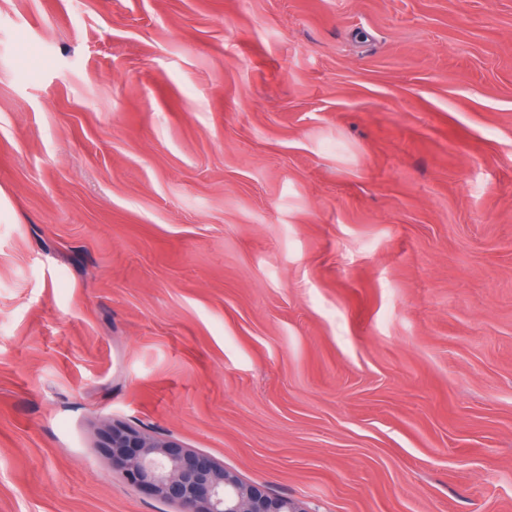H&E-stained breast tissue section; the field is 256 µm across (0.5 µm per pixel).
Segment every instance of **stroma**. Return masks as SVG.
I'll return each mask as SVG.
<instances>
[{"mask_svg": "<svg viewBox=\"0 0 512 512\" xmlns=\"http://www.w3.org/2000/svg\"><path fill=\"white\" fill-rule=\"evenodd\" d=\"M115 424L512 512V0H0V512H175Z\"/></svg>", "mask_w": 512, "mask_h": 512, "instance_id": "stroma-1", "label": "stroma"}]
</instances>
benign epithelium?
<instances>
[{
    "label": "benign epithelium",
    "instance_id": "1",
    "mask_svg": "<svg viewBox=\"0 0 512 512\" xmlns=\"http://www.w3.org/2000/svg\"><path fill=\"white\" fill-rule=\"evenodd\" d=\"M107 448L128 481L177 512H310L296 501L244 482L210 456L130 426H112Z\"/></svg>",
    "mask_w": 512,
    "mask_h": 512
}]
</instances>
